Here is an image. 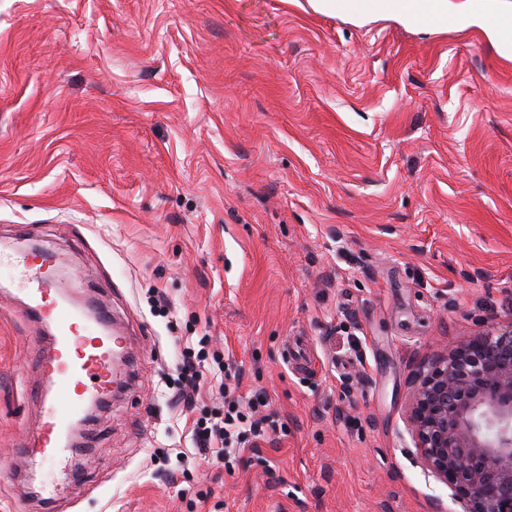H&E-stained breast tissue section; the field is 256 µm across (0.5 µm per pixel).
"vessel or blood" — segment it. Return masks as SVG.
<instances>
[{"mask_svg":"<svg viewBox=\"0 0 512 512\" xmlns=\"http://www.w3.org/2000/svg\"><path fill=\"white\" fill-rule=\"evenodd\" d=\"M13 264L28 277L22 316L36 334L47 337L46 344L38 348L37 376L31 389L42 406V419L17 453L25 467L52 474L47 490L54 495L82 478L67 457L75 423L85 418L91 405L131 384L128 370L116 360L129 338L124 329L113 325L105 304L85 310L71 303L52 276L50 252L29 250Z\"/></svg>","mask_w":512,"mask_h":512,"instance_id":"b4317fda","label":"vessel or blood"}]
</instances>
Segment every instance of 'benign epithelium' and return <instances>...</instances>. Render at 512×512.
<instances>
[{
  "label": "benign epithelium",
  "mask_w": 512,
  "mask_h": 512,
  "mask_svg": "<svg viewBox=\"0 0 512 512\" xmlns=\"http://www.w3.org/2000/svg\"><path fill=\"white\" fill-rule=\"evenodd\" d=\"M409 431L461 512H512V324L437 353L413 374Z\"/></svg>",
  "instance_id": "7a95c632"
}]
</instances>
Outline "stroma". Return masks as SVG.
<instances>
[{
	"label": "stroma",
	"mask_w": 512,
	"mask_h": 512,
	"mask_svg": "<svg viewBox=\"0 0 512 512\" xmlns=\"http://www.w3.org/2000/svg\"><path fill=\"white\" fill-rule=\"evenodd\" d=\"M509 14L0 0V246L60 254L130 336L53 512H457L407 415L436 343L512 324ZM20 308L0 293V512H42L9 466L40 420ZM203 336L275 422L229 470L187 462L169 397Z\"/></svg>",
	"instance_id": "35a3bbf8"
}]
</instances>
